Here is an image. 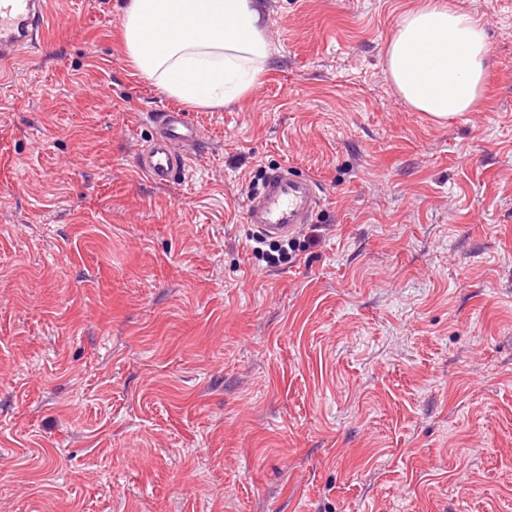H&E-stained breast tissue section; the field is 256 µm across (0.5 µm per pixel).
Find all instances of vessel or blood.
<instances>
[{
    "label": "vessel or blood",
    "instance_id": "vessel-or-blood-1",
    "mask_svg": "<svg viewBox=\"0 0 512 512\" xmlns=\"http://www.w3.org/2000/svg\"><path fill=\"white\" fill-rule=\"evenodd\" d=\"M48 30V0H0V62L12 61L22 46L44 42ZM156 121L158 133L139 154L136 165L148 179L167 185L182 173L188 160L186 151L197 148L199 137L179 109H163ZM320 202L317 179L277 169L248 200L246 218L261 235L283 238L310 223Z\"/></svg>",
    "mask_w": 512,
    "mask_h": 512
}]
</instances>
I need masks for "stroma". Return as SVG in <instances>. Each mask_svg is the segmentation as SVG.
<instances>
[{"label": "stroma", "instance_id": "35a3bbf8", "mask_svg": "<svg viewBox=\"0 0 512 512\" xmlns=\"http://www.w3.org/2000/svg\"><path fill=\"white\" fill-rule=\"evenodd\" d=\"M451 2L472 112L388 78L420 0H261V81L158 186L124 0H50L0 67V512H512V0ZM284 167L322 205L271 266L239 191Z\"/></svg>", "mask_w": 512, "mask_h": 512}]
</instances>
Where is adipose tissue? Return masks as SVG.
<instances>
[{
	"mask_svg": "<svg viewBox=\"0 0 512 512\" xmlns=\"http://www.w3.org/2000/svg\"><path fill=\"white\" fill-rule=\"evenodd\" d=\"M121 28L135 70L189 106L220 109L244 96L271 53L258 0H126ZM385 55L401 100L435 121L464 115L482 96L486 29L447 0L406 12Z\"/></svg>",
	"mask_w": 512,
	"mask_h": 512,
	"instance_id": "obj_1",
	"label": "adipose tissue"
}]
</instances>
